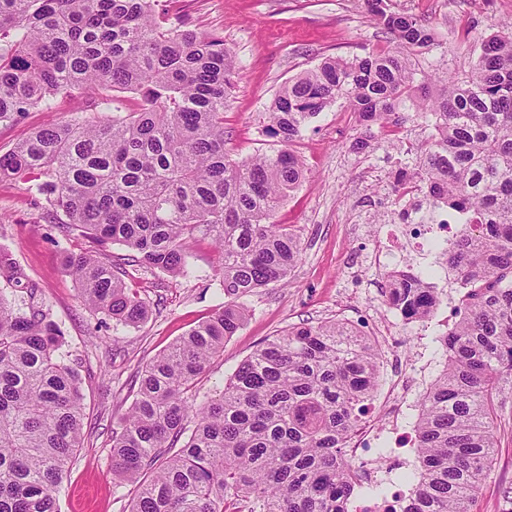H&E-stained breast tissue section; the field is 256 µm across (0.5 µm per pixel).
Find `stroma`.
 Here are the masks:
<instances>
[{
	"mask_svg": "<svg viewBox=\"0 0 512 512\" xmlns=\"http://www.w3.org/2000/svg\"><path fill=\"white\" fill-rule=\"evenodd\" d=\"M387 11L417 18L433 34L429 47L409 50L415 71L467 77L484 40L512 32V0H384ZM170 22L185 21L222 36L240 67L224 106V137L237 159L280 149L266 132L267 109L286 81L328 56L365 57L394 46L371 10L369 0H160ZM84 97H64L51 112H32L20 122L0 126V154L32 128L65 122L86 110ZM400 139L377 136L364 153L353 148L362 128L346 104L337 102L312 119L294 149L305 177L278 209L275 219L294 225L302 254L287 285H272L241 297L249 316L224 344L200 380L199 402L218 398L236 367L263 341L302 323L342 320L362 334L377 336L394 320L392 336L380 345L378 387L367 418L381 417L396 380L409 363L424 366L434 380L445 363L436 342L439 318L457 302L455 285L445 278L446 258L422 261L441 291L437 315L419 321L395 320L386 295L388 272L401 263L393 252L374 262L372 234L398 219L403 209L395 192L399 168L414 164L416 148L433 132L410 104H402ZM0 250L13 262L0 270V296L14 306H36L64 333L66 348L78 358L82 381V446L54 497L58 512H130L132 484L112 472V433L135 400L142 369L156 354L207 320L227 299L219 274L220 256L206 241L183 243L189 273L172 277L158 270L125 266L128 250L120 244L93 242L81 231L62 237L56 224L31 205L22 182L0 181ZM91 251L103 261L125 267L128 286L146 301L148 318L135 326L103 324L84 304L81 286L67 269L70 252ZM34 285L14 287L12 273ZM497 463L474 512H512L498 481L512 483V419L497 429Z\"/></svg>",
	"mask_w": 512,
	"mask_h": 512,
	"instance_id": "1",
	"label": "stroma"
}]
</instances>
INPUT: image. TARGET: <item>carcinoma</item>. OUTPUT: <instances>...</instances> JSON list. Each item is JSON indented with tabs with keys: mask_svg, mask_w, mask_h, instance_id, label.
Wrapping results in <instances>:
<instances>
[{
	"mask_svg": "<svg viewBox=\"0 0 512 512\" xmlns=\"http://www.w3.org/2000/svg\"><path fill=\"white\" fill-rule=\"evenodd\" d=\"M157 2L0 0V125L75 93L95 113L33 131L0 155V178L26 181L63 235L122 244L141 268L184 276L183 240L215 244L224 296L237 299L286 283L300 259V235L275 214L304 178L289 146L311 119L343 101L364 127L353 144L363 152L372 125H399L411 102L435 134L397 184H427L434 206L477 230L446 250L466 315L441 338L447 363L422 400L418 466L398 477L401 512H472L494 471L495 421L512 405V36L485 41L465 81L418 79L405 53L428 47L430 30L371 0L395 50L327 58L289 80L268 108L284 148L237 161L224 139L235 58L223 37L168 24ZM116 92L136 96L124 116L110 114ZM66 266L94 313L126 326L148 317L112 265L68 254ZM391 283L389 302L408 320L440 304L422 274ZM247 315L222 306L140 373L112 435V471L138 485L130 512H349L361 485L344 448L377 386V345L346 322L302 323L197 403L200 378ZM82 400L59 325L0 295V512H57Z\"/></svg>",
	"mask_w": 512,
	"mask_h": 512,
	"instance_id": "cac0c4a2",
	"label": "carcinoma"
}]
</instances>
